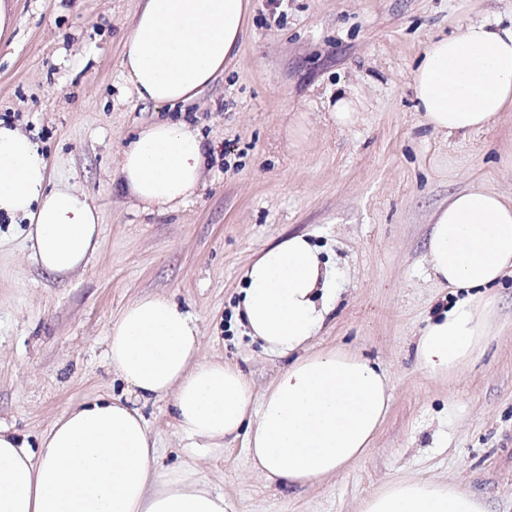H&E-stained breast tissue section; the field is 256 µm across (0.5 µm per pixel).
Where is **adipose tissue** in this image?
<instances>
[{
	"instance_id": "1",
	"label": "adipose tissue",
	"mask_w": 512,
	"mask_h": 512,
	"mask_svg": "<svg viewBox=\"0 0 512 512\" xmlns=\"http://www.w3.org/2000/svg\"><path fill=\"white\" fill-rule=\"evenodd\" d=\"M249 0H144L124 43L123 73L156 106L189 100L237 56ZM417 111L448 135L485 127L512 109V24L482 20L424 43L411 73ZM208 148L183 123L143 126L121 153L120 178L144 210L184 205ZM27 221L34 261L71 274L98 250L102 216L69 180L51 179L37 145L0 124V216ZM428 258L458 297L416 341L418 367L445 377L474 364L491 336V288L512 275V198L474 189L433 215ZM238 311L250 336L291 362L262 398L236 366L202 357L196 317L172 300L138 298L111 322L106 356L137 398L172 396L178 435L191 451L245 437L266 481L304 486L359 462L390 405L382 366L329 348L310 351L336 290L320 250L291 235L260 250L244 271ZM147 421L122 400L67 410L38 449L0 427V512H228L223 493L192 467L158 469ZM360 512H487L451 482L402 478L367 496Z\"/></svg>"
}]
</instances>
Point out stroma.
<instances>
[{
    "label": "stroma",
    "instance_id": "1",
    "mask_svg": "<svg viewBox=\"0 0 512 512\" xmlns=\"http://www.w3.org/2000/svg\"><path fill=\"white\" fill-rule=\"evenodd\" d=\"M141 0H12L0 36V119L39 146L102 214L98 252L67 276L31 258L22 220L0 217V425L37 445L69 408L128 399L105 357L111 321L162 295L193 313L202 353L238 366L255 394L287 367L236 312L243 270L259 250L303 234L320 247L336 301L314 349L365 354L387 371L391 402L367 455L310 487L256 475L244 440L184 448L171 400L141 406L159 466L198 468L233 512H358L389 481L452 480L512 512V277L494 287L491 341L448 378L414 358L418 336L451 291L427 255L433 213L461 191L512 195V112L445 136L414 109L411 70L428 40L469 23L512 18V0H251L224 76L196 98L139 101L121 53ZM340 89L356 123H331ZM156 121L196 128L211 153L200 188L147 213L120 184L123 147Z\"/></svg>",
    "mask_w": 512,
    "mask_h": 512
}]
</instances>
